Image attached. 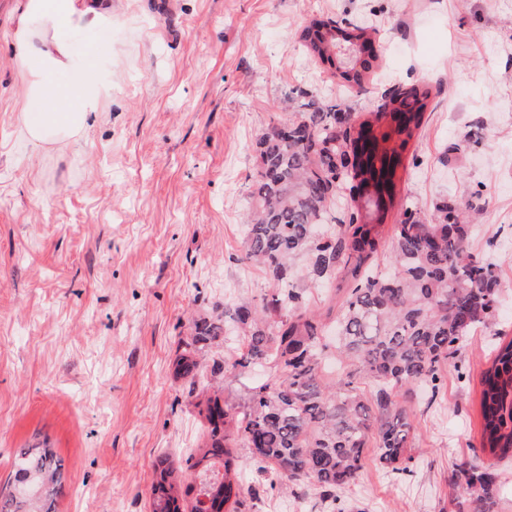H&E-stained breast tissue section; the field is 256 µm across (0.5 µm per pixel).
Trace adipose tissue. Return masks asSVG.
Here are the masks:
<instances>
[{"instance_id": "obj_1", "label": "adipose tissue", "mask_w": 512, "mask_h": 512, "mask_svg": "<svg viewBox=\"0 0 512 512\" xmlns=\"http://www.w3.org/2000/svg\"><path fill=\"white\" fill-rule=\"evenodd\" d=\"M11 32L0 43L27 76L24 121L29 143H71L100 116L105 98L94 75L71 65L68 31L106 42L112 0H14Z\"/></svg>"}]
</instances>
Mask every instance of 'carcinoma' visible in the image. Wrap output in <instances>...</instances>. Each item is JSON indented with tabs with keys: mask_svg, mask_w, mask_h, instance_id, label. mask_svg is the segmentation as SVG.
Masks as SVG:
<instances>
[{
	"mask_svg": "<svg viewBox=\"0 0 512 512\" xmlns=\"http://www.w3.org/2000/svg\"><path fill=\"white\" fill-rule=\"evenodd\" d=\"M307 48L350 86L358 71L333 56L341 42L371 45L367 29L347 31L313 19L303 29ZM291 99L297 115L262 137L246 214L243 260L260 266L272 292L262 303L212 308L192 321L190 342L174 362L178 378L196 382L210 373L217 390L200 412L209 440L188 459L197 469L194 500L209 512H246L242 470L231 442L249 449L263 489L313 486L336 497L358 476L365 451L395 474L407 471L414 435L408 405L414 388H439L442 369L458 357L472 331L496 318L500 279L495 265L467 250L473 217L486 204L482 191L442 202L430 215L403 205L393 225L389 257L375 264L383 227L397 196L404 153L418 135L431 97L427 85L393 91L359 122L340 105L321 106L307 92ZM308 257L313 280L346 284L336 316V358L343 373L323 377V325L306 289L293 280L292 263ZM233 316L240 343L232 357L204 364L224 341ZM265 375L241 402H224V383L238 368ZM373 386L371 396L360 385ZM482 452L512 458V340L498 344L481 377ZM152 512H180L168 459L158 464ZM463 483L459 512H496L498 476L475 455L449 478ZM62 461L50 448L17 451L11 490L0 512H56Z\"/></svg>",
	"mask_w": 512,
	"mask_h": 512,
	"instance_id": "1",
	"label": "carcinoma"
}]
</instances>
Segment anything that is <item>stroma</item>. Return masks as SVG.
<instances>
[{
	"label": "stroma",
	"mask_w": 512,
	"mask_h": 512,
	"mask_svg": "<svg viewBox=\"0 0 512 512\" xmlns=\"http://www.w3.org/2000/svg\"><path fill=\"white\" fill-rule=\"evenodd\" d=\"M112 15L111 53L68 35L112 95L67 147L21 137L24 74L0 58V487L17 450L43 442L64 466L58 512H151L162 457L193 484L205 420L172 364L193 316L270 291L241 260L260 137L303 90L363 116L427 85L397 198L429 213L486 193L469 249L498 269V323L466 338L438 391H415L409 473L366 458L340 501L457 512L448 475L481 448V373L512 339V0H113ZM314 18L374 30L363 89L307 53ZM252 505L331 512L312 489Z\"/></svg>",
	"instance_id": "obj_1"
}]
</instances>
